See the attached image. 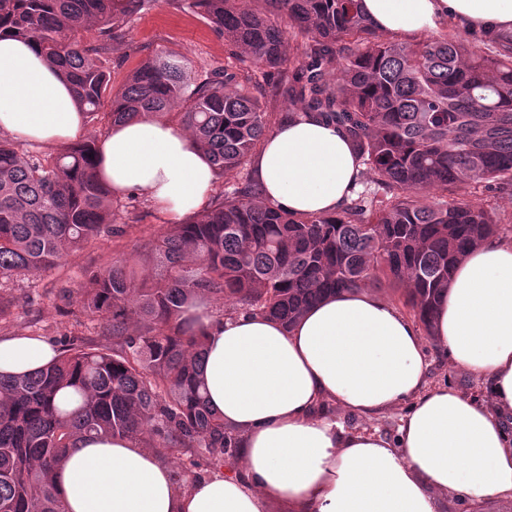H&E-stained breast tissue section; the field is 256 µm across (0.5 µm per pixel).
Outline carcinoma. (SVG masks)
Here are the masks:
<instances>
[{
    "mask_svg": "<svg viewBox=\"0 0 512 512\" xmlns=\"http://www.w3.org/2000/svg\"><path fill=\"white\" fill-rule=\"evenodd\" d=\"M155 2L0 0V34L35 41L89 116L110 126L175 118L221 178L285 120L332 123L365 166L363 190L332 214H290L265 204L247 176L167 225L146 259L89 273L79 302L112 347L68 348L33 375H0V512H63L55 474L84 436L167 448L178 481L189 465L217 469L236 456L238 435L205 400L204 338L185 317L189 305L220 300L225 314L259 313L289 328L337 290L386 284L402 290L429 336L456 263L497 233L484 208L446 194L512 183V34L480 54L453 30L400 42L372 24L362 0H180L239 63L275 71L278 92L300 109L283 116L252 77L227 67L194 75L185 55L165 51L98 113L111 82L102 57ZM88 28L94 46L77 40ZM96 151L94 138L50 151L0 138V279L125 233Z\"/></svg>",
    "mask_w": 512,
    "mask_h": 512,
    "instance_id": "obj_1",
    "label": "carcinoma"
}]
</instances>
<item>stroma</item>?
Masks as SVG:
<instances>
[{"label": "stroma", "instance_id": "35a3bbf8", "mask_svg": "<svg viewBox=\"0 0 512 512\" xmlns=\"http://www.w3.org/2000/svg\"><path fill=\"white\" fill-rule=\"evenodd\" d=\"M165 50L186 54L198 74L235 64L226 52L223 37L206 19L183 8L178 0H157L131 22L125 41L113 44L109 55L112 86L120 87L146 58ZM461 196L493 212L498 221V238L512 240L511 187L491 191L474 184L462 190ZM117 202L126 208L123 220L128 229L123 236L101 235L92 246L72 254L64 265L34 276L0 280V294L13 303L11 316L0 321V337L38 336L86 349L107 344L101 322L83 313L78 303H67L63 294L76 290L86 272L110 265L119 253L143 250L167 221L145 196L132 202L122 195ZM424 351L429 386L445 385L487 398L486 381L454 367L445 351L432 340H425Z\"/></svg>", "mask_w": 512, "mask_h": 512}]
</instances>
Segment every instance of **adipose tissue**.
I'll list each match as a JSON object with an SVG mask.
<instances>
[{
  "mask_svg": "<svg viewBox=\"0 0 512 512\" xmlns=\"http://www.w3.org/2000/svg\"><path fill=\"white\" fill-rule=\"evenodd\" d=\"M382 30L423 35L450 22L512 33V0H362ZM85 115L70 84L27 41L0 38V133L35 146L75 138ZM98 173L114 195L139 193L171 216L200 210L216 171L185 131L153 118L110 127ZM360 165L336 126L314 118L274 129L253 162L262 200L291 213H333ZM204 333L210 407L241 438L226 472L178 484L154 451L125 439L79 440L56 472L66 512H437L453 494L471 507L512 499V241L488 239L457 265L433 319L451 363L488 383L481 401L427 387L424 341L377 292L340 290L291 327L267 316L189 310ZM57 358L34 336L0 339V373ZM371 418L408 411L396 440L350 431L324 403Z\"/></svg>",
  "mask_w": 512,
  "mask_h": 512,
  "instance_id": "1",
  "label": "adipose tissue"
}]
</instances>
